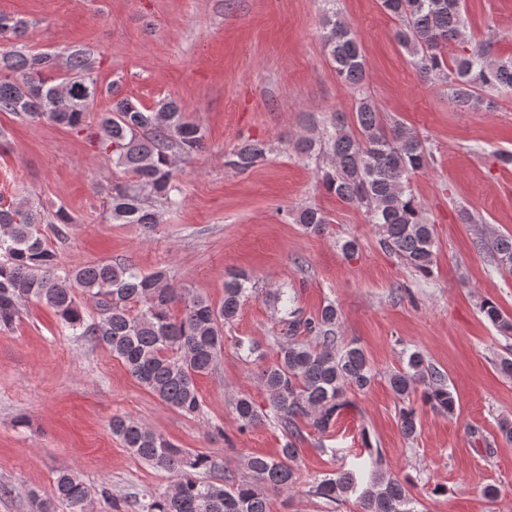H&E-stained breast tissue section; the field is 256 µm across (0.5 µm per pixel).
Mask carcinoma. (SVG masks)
<instances>
[{
    "instance_id": "obj_1",
    "label": "carcinoma",
    "mask_w": 512,
    "mask_h": 512,
    "mask_svg": "<svg viewBox=\"0 0 512 512\" xmlns=\"http://www.w3.org/2000/svg\"><path fill=\"white\" fill-rule=\"evenodd\" d=\"M396 17V39L428 77L450 83L451 101L462 108L490 109L488 91H512V60L495 59L487 43H466L461 0H381ZM323 43L336 76L358 93L353 122L338 113L331 127L296 142V152H318L329 159L320 170L323 187L342 201L364 209L378 226L379 244L422 277L433 274L434 231L410 189L412 179L433 162L427 140L402 123L385 122L364 91L366 60L352 26L331 11L322 20ZM25 32L22 20L0 12V112L21 119H45L70 129H88L86 115L96 102L98 83L94 52L73 47L60 57L33 51L15 42ZM463 45L446 57L448 46ZM90 136L112 156L126 179L112 182L110 212L117 224H137L152 231L161 224V208L179 205V161H189L204 147V132L187 119L172 99L146 107L127 98L103 111ZM262 142L244 144L225 154V165L244 172L264 159ZM71 217L58 210L55 220L24 205L0 204V327L20 318L21 306L34 301L55 312L61 328L105 346L130 375L163 404L195 417L203 405L196 380L216 368L224 354V327L238 316L248 297L251 278L229 272L224 300L215 306L206 297L173 285L167 267L143 273L124 262L65 266L49 247L48 235L67 236ZM297 223L312 232L329 219L318 208L300 211ZM495 266L512 273V235L491 242ZM280 305L281 329L274 337V360L257 378L266 392L261 406L247 395L232 400L240 431L270 424L284 442L277 456L245 455L242 476L208 481L201 474L224 468V459L181 448L146 425L112 417V434L154 469L171 475L172 484L156 493L117 497L108 489L88 487L70 468L57 471L52 493L30 494L31 512H271V500L293 489L299 479L301 422L326 432L350 405L349 395H364L377 371L365 350L340 336V314L328 303L306 316L293 307L286 287L273 291ZM91 303L98 317L85 315ZM179 315L171 314L173 306ZM483 317L499 331L512 332V320L491 301L480 305ZM402 401L418 395L433 411L451 414L456 407L446 375L430 366L418 351L387 375ZM407 439L419 432L416 409L399 411ZM373 470L362 478L338 470L312 487L328 503L357 495L361 512H419L417 499L401 480L381 469L383 452L372 449Z\"/></svg>"
}]
</instances>
